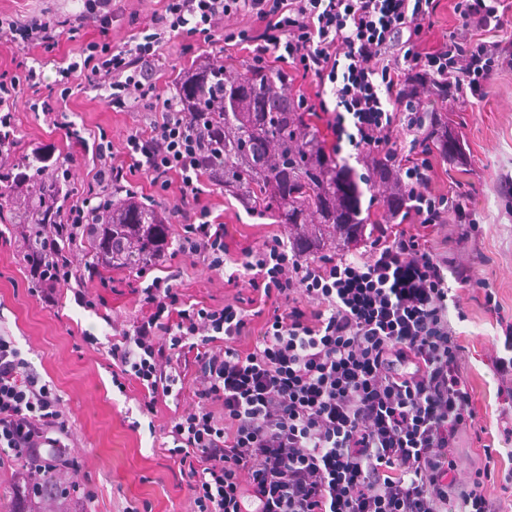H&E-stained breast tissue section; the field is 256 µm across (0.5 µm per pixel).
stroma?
I'll use <instances>...</instances> for the list:
<instances>
[{"label":"stroma","instance_id":"stroma-1","mask_svg":"<svg viewBox=\"0 0 512 512\" xmlns=\"http://www.w3.org/2000/svg\"><path fill=\"white\" fill-rule=\"evenodd\" d=\"M121 5L123 14L109 33L115 46L145 26L159 7L157 0H121ZM82 8L83 0H0V15L20 21L61 19ZM97 34L95 23H88L60 48L41 53L47 90L60 93L57 63L66 57L78 58L82 44ZM210 53V46L190 36L168 42L160 80L162 94L177 95L178 73L191 62L207 61ZM62 109L67 119L89 132H104L118 150L147 118L136 101H129L118 112L90 92L69 97ZM443 116L457 140L458 154L451 158L435 155L433 186L442 193L452 189L463 194L482 229L480 251L474 256L461 250L458 228L453 224L429 229L409 223L405 229L424 236L436 252L449 259L473 264L477 278L493 288L504 311L512 314V70L494 78L483 101L448 103ZM16 124L15 156L69 152L63 130L48 127L36 113L20 109ZM204 201L224 223L231 261L223 271L191 265L176 254L181 233L177 224L169 238V254L142 272L102 260L81 239L74 251L94 266L86 282L96 303L92 310L77 305L70 295L51 310L36 302L23 274L21 249L9 241L17 232L12 223L13 205H0V333L13 337L35 370L59 389L77 438L71 451L79 463L77 478L93 493L92 500L79 503L80 512H126L131 505L146 507L147 512H191L186 485L162 443L175 409L192 407L193 396L186 391L180 399L166 398L155 411H147L139 382H126L121 389L113 385L108 349L113 325L150 314L140 291L156 276L172 277L187 304L220 307L237 300L242 307H249L254 294L246 279L228 278L234 270L233 259L249 250H261L272 238L288 239L290 229L271 213L245 211L236 196L220 186L213 187ZM460 300L467 319L454 322L453 327L463 348L462 370L472 389V412L479 431L478 436L464 438L457 451L461 469L469 472L483 467V445L501 441L505 418L489 368L496 331L482 305L483 293L467 288L461 290ZM86 333L97 337L96 345L83 342Z\"/></svg>","mask_w":512,"mask_h":512}]
</instances>
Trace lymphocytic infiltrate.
Wrapping results in <instances>:
<instances>
[{
    "mask_svg": "<svg viewBox=\"0 0 512 512\" xmlns=\"http://www.w3.org/2000/svg\"><path fill=\"white\" fill-rule=\"evenodd\" d=\"M110 4L90 0L63 20L0 17V43L28 55L58 47L85 20L108 29ZM437 7L438 0H161L124 46L89 41L58 70L63 80L78 78L79 91H103L112 107L124 108L134 92L150 110V122L118 154L105 135L60 124L41 70L19 62L18 75L0 78V170L13 164L23 92L30 110L63 127L92 162L91 183L71 193L54 223L21 227L32 296L51 308L69 286L78 305L93 308L71 248L106 220L134 171L178 189L170 210L183 229L178 253L223 270L224 225L201 201L217 135L159 87L165 40L183 34L249 46L250 67L311 79L317 90L298 96L299 109L310 117L331 111L329 127L348 141L354 162L393 178L403 219L458 225L461 244L477 246L480 227L462 195L432 188L435 131L442 104L484 99L494 76L512 67V51L495 38L512 26V6L454 0L461 29L429 51L423 32ZM241 11L256 26L225 32V15ZM392 51L398 61L385 63ZM237 265L270 306L249 350L236 347L249 332L245 309L182 308L170 278L158 276L141 290L151 314L116 329L109 349L113 384L136 379L153 398L170 396L191 360L197 406L175 415L166 435L193 512H501L488 490L491 468L462 474L456 453L475 430L452 326L466 319L460 290L478 286L470 266L389 224L373 226L353 257L305 259L275 238ZM483 306L497 330V394L512 407V314L488 287ZM71 436L54 382L0 333V448L36 478L64 464Z\"/></svg>",
    "mask_w": 512,
    "mask_h": 512,
    "instance_id": "obj_1",
    "label": "lymphocytic infiltrate"
}]
</instances>
